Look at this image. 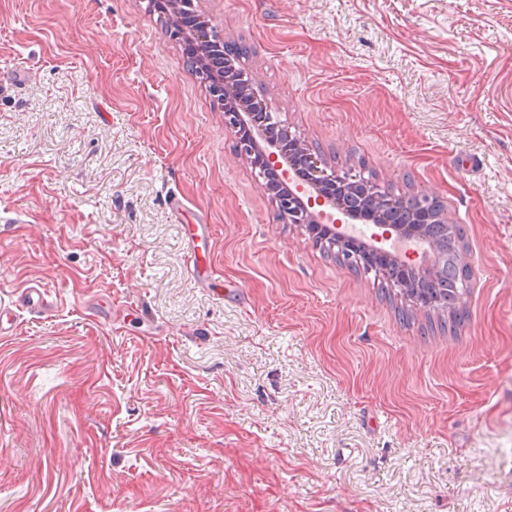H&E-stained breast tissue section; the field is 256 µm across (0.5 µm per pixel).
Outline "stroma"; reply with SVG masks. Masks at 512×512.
Wrapping results in <instances>:
<instances>
[{
  "instance_id": "stroma-1",
  "label": "stroma",
  "mask_w": 512,
  "mask_h": 512,
  "mask_svg": "<svg viewBox=\"0 0 512 512\" xmlns=\"http://www.w3.org/2000/svg\"><path fill=\"white\" fill-rule=\"evenodd\" d=\"M194 9L323 169L465 226L470 318L280 223L149 0H0V512H512V0Z\"/></svg>"
}]
</instances>
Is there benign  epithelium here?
Here are the masks:
<instances>
[{"label": "benign epithelium", "mask_w": 512, "mask_h": 512, "mask_svg": "<svg viewBox=\"0 0 512 512\" xmlns=\"http://www.w3.org/2000/svg\"><path fill=\"white\" fill-rule=\"evenodd\" d=\"M163 9L176 35L184 36L196 73L224 112L225 129L234 136L237 150L261 177L276 176V182H265V190L274 200L278 220L321 229L320 242L337 249L348 265L385 277L387 264L395 263L406 279L395 277L388 284L403 294L409 288L407 277L427 278L438 272V257L431 256L425 229L435 221L448 228L443 214L424 211L409 224H396L401 205L379 184L361 176L324 173L309 147L292 137L264 104H259L261 121L253 119L251 75L216 63V57L224 55V41L198 21L193 0H163ZM354 221L371 224V232H349Z\"/></svg>", "instance_id": "1"}]
</instances>
